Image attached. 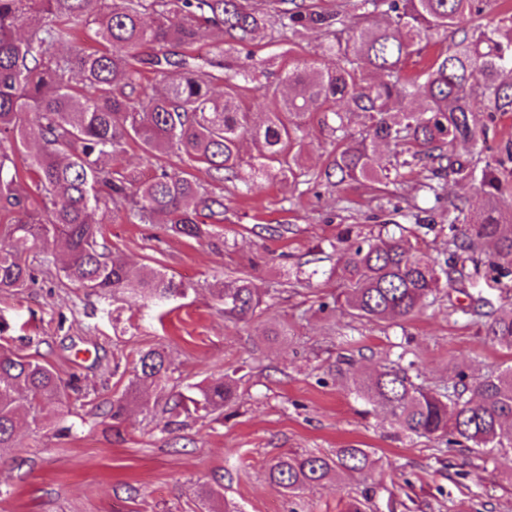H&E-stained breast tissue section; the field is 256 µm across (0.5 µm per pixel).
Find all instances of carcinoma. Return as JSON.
Wrapping results in <instances>:
<instances>
[{"instance_id":"obj_1","label":"carcinoma","mask_w":512,"mask_h":512,"mask_svg":"<svg viewBox=\"0 0 512 512\" xmlns=\"http://www.w3.org/2000/svg\"><path fill=\"white\" fill-rule=\"evenodd\" d=\"M483 0H338L320 9L315 0H0V208L24 218L8 224L0 241V291L20 292L31 278L28 258L16 243H52L58 272L93 294H125L135 301L182 297L187 286L161 269L136 268L112 248L105 224L116 217L152 224L162 220L175 236L201 238L206 220L220 222L224 197L209 191L194 170L248 192L273 173L296 177L304 129L313 113L336 134L330 164L316 175L339 187L369 181L396 184L399 169L421 166L420 190L448 217V257L439 264L401 238L362 239L340 255V291L333 304L359 320L406 321L442 284L463 281L461 265L480 269L476 254L490 249L489 269L512 276V144L483 158L455 151L457 143L485 142V114H512V17L486 30L469 27ZM151 22L144 20L146 13ZM222 32L211 46L206 75L194 64L202 24ZM323 37L331 68L291 58L270 79L263 61L240 50L258 38ZM101 45L67 55L55 48L77 32ZM448 40L420 73L406 77L408 58L436 37ZM149 71L160 77L146 92ZM223 87L215 91L214 84ZM262 91L268 112L255 126L239 98L249 85ZM361 113L365 128L349 132L347 114ZM256 155L246 161L241 143ZM135 144L150 157H175L149 179L129 177L119 166ZM408 158L383 157L390 145ZM23 157L20 174L16 156ZM471 182L482 197L477 211L448 197V178ZM224 319L241 321L263 303L247 277L227 278L215 289ZM464 314L485 334L512 350V305L495 309L482 296ZM140 370L112 403V418L134 403L150 410L141 391L163 387L170 362L162 348L139 355ZM360 397L381 410L398 432L437 439L450 452L494 456L512 453V365L474 382L460 375L442 389L415 382L407 370L382 366L354 378ZM71 383L38 362L0 350V452L15 447L25 414L39 417L46 401L61 400ZM169 409L207 413L230 407L237 381L196 386ZM366 448H338L334 455L290 452L268 479L290 496L343 474L375 469Z\"/></svg>"}]
</instances>
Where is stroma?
<instances>
[{
  "mask_svg": "<svg viewBox=\"0 0 512 512\" xmlns=\"http://www.w3.org/2000/svg\"><path fill=\"white\" fill-rule=\"evenodd\" d=\"M333 149L314 116L296 178H271L256 194L212 184L225 211L208 236H172L163 225L123 218L107 225L112 246L131 264L173 274L187 287L184 297L143 305L97 296L37 261L23 292L0 293V349L79 385L66 392L65 410L49 403L41 419L20 422L15 448L0 455V512H200L204 485L219 491L216 507L236 512H346L354 498L367 499V512H512V455L484 462L439 452L434 440L395 435L335 368L341 355L362 374L401 357L410 375L432 387L460 372L473 380L504 369L512 352L462 309L476 293L493 307L512 305V278L477 275L440 291L407 321L320 311L339 286L334 271L345 229L400 237L440 260L448 241L446 218L415 189L417 170L383 194L369 182L338 191L316 183ZM416 207L431 211L432 225L414 222ZM299 270L307 279L290 283ZM243 274L264 302L246 320L230 322L212 290ZM274 324L286 335H267ZM153 347L171 362L165 389L148 391L151 411L132 404L111 419L139 352ZM227 374L238 381L232 408L181 415L174 432L164 431L168 398ZM344 446L374 451L371 477L346 476L296 497L266 478L281 455H329Z\"/></svg>",
  "mask_w": 512,
  "mask_h": 512,
  "instance_id": "obj_1",
  "label": "stroma"
}]
</instances>
